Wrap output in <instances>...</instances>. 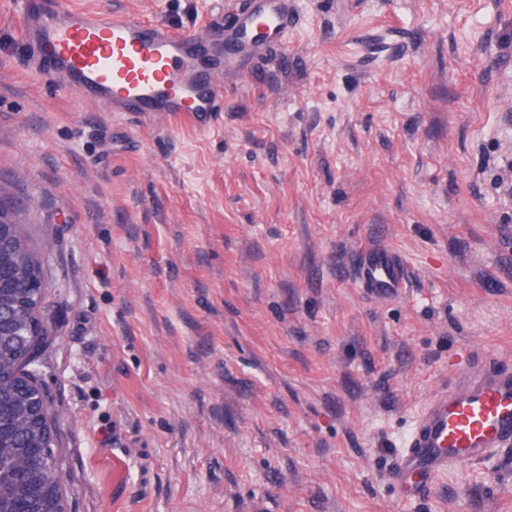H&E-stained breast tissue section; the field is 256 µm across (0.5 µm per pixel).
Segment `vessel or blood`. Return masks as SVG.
<instances>
[{"mask_svg": "<svg viewBox=\"0 0 512 512\" xmlns=\"http://www.w3.org/2000/svg\"><path fill=\"white\" fill-rule=\"evenodd\" d=\"M13 13L32 74L110 112L183 119L197 128L214 124L224 76L238 60L263 57L297 22L293 0H251L230 22L204 23L189 35L88 11L73 0H13ZM354 277L381 299L405 294L410 282L407 261L386 246L362 249ZM509 449L512 366L480 359L425 401L398 455L394 483L409 501L441 474Z\"/></svg>", "mask_w": 512, "mask_h": 512, "instance_id": "b4317fda", "label": "vessel or blood"}]
</instances>
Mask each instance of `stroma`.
Listing matches in <instances>:
<instances>
[{"mask_svg": "<svg viewBox=\"0 0 512 512\" xmlns=\"http://www.w3.org/2000/svg\"><path fill=\"white\" fill-rule=\"evenodd\" d=\"M181 32L248 0H74ZM197 132L33 79L0 0V187L38 245L68 512H512V452L392 472L512 364V0H295ZM411 268L358 288V251ZM125 473L114 480L111 459ZM354 277L359 288L381 299L405 294L410 282L407 261L401 253L386 246L362 249L355 264Z\"/></svg>", "mask_w": 512, "mask_h": 512, "instance_id": "obj_1", "label": "stroma"}]
</instances>
